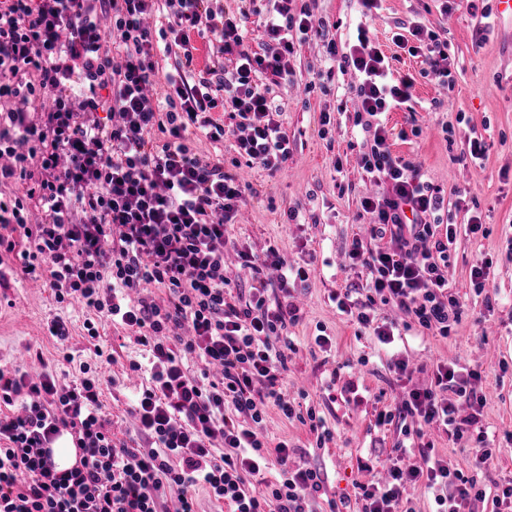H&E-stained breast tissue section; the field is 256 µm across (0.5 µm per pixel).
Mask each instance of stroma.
Wrapping results in <instances>:
<instances>
[{
	"label": "stroma",
	"mask_w": 512,
	"mask_h": 512,
	"mask_svg": "<svg viewBox=\"0 0 512 512\" xmlns=\"http://www.w3.org/2000/svg\"><path fill=\"white\" fill-rule=\"evenodd\" d=\"M492 4L461 0L444 7L439 0H384L366 22L392 68L416 78L413 111L387 114L390 149L441 189L459 226L450 247L454 263L449 274L462 314L447 338L421 328L399 308L380 304L378 317L396 322L405 338L404 347L393 355L381 348L372 330L340 313L331 300L340 289L365 281V271L349 265L347 251L370 221L361 201L376 190L361 163L371 137L357 124L358 77L334 60L356 41L359 0H296L297 9L328 22L336 48L331 51L314 41L303 44L291 75L272 89L276 118L290 141V156L279 172L272 175L243 165L233 120L224 122L220 148L203 138L192 141L200 154L221 152L225 172L238 174L244 183L238 221L224 235L228 274L240 288L252 284L238 263L240 251L260 256L274 242L291 265L314 261L308 281L293 292L301 319L288 329L295 349L288 355L284 382L288 397L324 419L331 439L317 447V434L309 424L285 419L274 408L267 411L263 432L270 443L285 440L304 448L306 462L326 473L317 512H330L343 499L355 502L359 485L383 480L404 435L397 425L377 426L376 415L406 390L427 384L428 368L436 362L457 363L481 374V425L495 455L476 478L487 486L512 485V442L506 438L512 433V22L499 18L486 26L482 13ZM416 20L448 40L449 88L426 75L421 58L392 41L394 33ZM325 112L331 121L324 127L320 117ZM475 137L486 147L478 165L463 156L468 140ZM474 216L480 217L482 228L472 234L463 226ZM480 259L491 266L479 294L471 285L470 270ZM7 295L12 304L0 308V362L26 368L38 353L64 381L75 379L82 364L102 366L110 380L102 396L104 411L114 435L132 442L130 400L149 381L147 373L129 369L130 363L143 359L133 333L108 323L97 339H87L80 308L56 304L50 288L18 276L11 279ZM57 316L71 324V335L63 343L45 329ZM321 334L332 338L330 349L315 345V336ZM101 349L112 352L110 364H101ZM398 357L414 367L412 378L398 376L393 366ZM368 459L372 467L361 469Z\"/></svg>",
	"instance_id": "35a3bbf8"
}]
</instances>
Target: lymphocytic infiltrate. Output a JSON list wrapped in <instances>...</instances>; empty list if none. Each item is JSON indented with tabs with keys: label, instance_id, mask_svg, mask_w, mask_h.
Returning a JSON list of instances; mask_svg holds the SVG:
<instances>
[{
	"label": "lymphocytic infiltrate",
	"instance_id": "1",
	"mask_svg": "<svg viewBox=\"0 0 512 512\" xmlns=\"http://www.w3.org/2000/svg\"><path fill=\"white\" fill-rule=\"evenodd\" d=\"M213 0H0V287L6 269L44 282L59 304L84 309L96 338L102 320L129 327L148 353L150 384L131 404L141 445L115 442L100 400L105 379L83 366L60 381L51 368L31 377L0 368V512H196L204 486L230 512H316L325 477L305 451L278 442L279 471L268 477L259 437L269 408L300 417L283 380L300 309L288 287L306 281L278 246L264 256L241 251L253 284L233 295L224 235L242 192L223 159L199 154L191 137L224 140L228 113L247 165L277 172L290 155L287 131L273 118L270 88L291 72L301 41L328 36L325 21L296 11L293 0H268L259 49L245 41V10ZM166 5L167 22L145 20ZM359 50L344 57L361 77L357 110L372 142L365 171L387 191L365 197L372 222L353 238L348 257L367 270L364 297L336 293L338 311L394 348V323L377 322L375 303L394 304L420 327L447 336L459 319L441 189L394 157L386 114L410 109L415 79L394 70L379 43L358 27ZM397 47L423 54L426 72L448 82V43L421 24L395 34ZM208 62L197 68L199 47ZM174 55L162 71L160 57ZM236 61L224 70L226 57ZM164 291L162 300L140 288ZM189 335H175L178 327ZM200 360L192 373L188 358ZM477 372L436 364L429 384L406 391L378 424L416 420L454 441L473 438L470 465L488 466L491 449L477 429ZM315 419V412H308ZM70 434L85 457L56 470L49 444ZM419 466L392 464L387 480L361 487L360 512H401L408 488L431 493L439 512H470L492 498L512 502V488L488 496L458 464L418 443Z\"/></svg>",
	"mask_w": 512,
	"mask_h": 512
}]
</instances>
